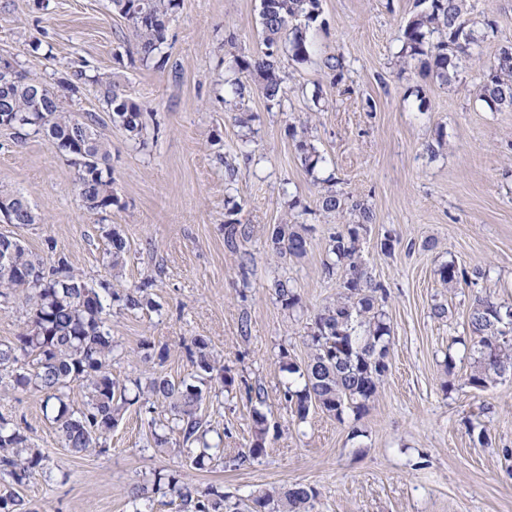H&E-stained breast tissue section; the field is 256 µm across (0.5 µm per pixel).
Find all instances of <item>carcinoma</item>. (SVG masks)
I'll return each mask as SVG.
<instances>
[{
	"instance_id": "carcinoma-1",
	"label": "carcinoma",
	"mask_w": 512,
	"mask_h": 512,
	"mask_svg": "<svg viewBox=\"0 0 512 512\" xmlns=\"http://www.w3.org/2000/svg\"><path fill=\"white\" fill-rule=\"evenodd\" d=\"M112 11L126 19L136 43L140 61L157 57L167 41L166 22L178 7V0H111ZM416 13L402 28L398 57L417 59L424 71L444 84L455 81L473 59V49L481 34L468 18L467 0H416ZM320 0H261L262 47L245 59L236 56L232 68L250 71L261 80L270 101H281L286 73L279 66L281 51L292 60H309L312 43L310 24L320 16ZM104 86L103 98L111 109L112 121L136 136L142 129L141 112L112 88V81L98 77ZM33 82L18 74L14 80L0 77V125L6 129L42 134L60 153L77 166L78 194L90 212L112 208L115 195L108 174L110 150L96 129V116L67 112L59 96L44 89L37 103L29 95ZM479 99L495 110L512 107V52L501 50L494 64L483 71ZM304 165L311 171L324 162L315 147L297 141ZM0 205L12 211L17 224H34L36 215L21 195H5ZM322 209L328 213L346 211L357 216L354 224H344L330 235L329 255L324 263L328 274L337 266L345 267L343 293L326 305L312 320L308 335L307 361L298 365L283 363L292 375L284 390L296 421H306L316 406L338 420L351 412L362 415L377 392L387 371L390 328L383 319L381 302L387 292L372 282L358 260L361 231L371 223L372 214L361 202L329 190L322 197ZM308 229L303 224H277L268 237L271 255L277 258L302 257L307 253ZM247 227L236 222L224 224V241L229 248L247 237ZM108 239V264L119 277L129 247L124 236L112 228ZM12 272H0V296L19 294L29 309L26 329L13 343H0V368H13L20 357H33V368L14 372L9 384L14 391H33L42 395L43 410L52 416L65 447L76 453H101L118 424L126 405L139 400L160 407L163 419L152 420L154 447L169 445L167 432L177 433L182 447L177 452L193 455L192 464L203 467L205 461L222 451L224 437H209L210 429L202 413L208 392L202 385L216 382L228 389L234 379L224 371V355L215 351L202 337L184 345L197 377L173 382L151 373L136 379L134 396L112 379L110 367L114 345L107 325L104 298L120 303L129 312L156 310L151 297L152 282L118 291L108 283L93 286L83 280L68 262L60 258L47 267L22 243L12 247ZM275 293L283 307L299 305V295L289 281L274 282ZM468 327L474 347L482 355L481 365L470 375L469 384L485 389L506 373L512 374V305L489 297L477 298L470 309ZM76 383L86 391V400L75 408L66 389ZM254 434L239 460H255L265 453L269 430L266 416L252 411ZM45 456L32 446L25 428L0 416V473L15 484L43 469ZM163 492L178 504L179 512H313L317 490L309 485L271 487L245 498L233 497L218 488L204 490L181 473L159 475L133 488V501ZM0 512H32L28 503L14 490L0 492Z\"/></svg>"
}]
</instances>
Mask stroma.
<instances>
[{
    "mask_svg": "<svg viewBox=\"0 0 512 512\" xmlns=\"http://www.w3.org/2000/svg\"><path fill=\"white\" fill-rule=\"evenodd\" d=\"M471 2L488 65L512 45V0ZM321 10L310 60L281 55L288 81L273 104L255 75H239L244 98H230L226 85L234 56L260 48V0H180L159 64L136 59L128 23L109 0H0L1 59L52 87L76 70L109 75L142 115L134 137L113 123L91 80L74 93L60 89L66 111L95 113L110 149L119 203L98 214L84 208L68 157L42 137L0 129V195L22 194L38 217L0 222V234L45 265L66 258L95 285L112 278L105 232L119 230L131 244L122 285L152 280L161 309L112 305L113 379L129 385L151 370L190 378L183 345L196 336L223 353L235 379L202 406L224 437L223 457L202 469L154 448L141 404L128 406L107 453L78 454L63 446L38 393L0 390V414L26 426L47 456L20 489L32 512H134L132 488L172 470L243 497L306 484L318 492L314 512H512V376L470 386L481 356L467 327L476 298L512 305V109L478 100L479 67L446 85L419 61L399 63V30L415 0H321ZM330 57L341 72L325 67ZM240 112L247 126L235 122ZM297 131L324 158L315 172L301 162ZM330 175L337 192L374 214L358 255L387 291L388 370L361 417L314 408L298 425L280 359L304 363L310 323L344 274L324 272L337 223L320 203ZM229 219L250 230L234 250L224 242ZM287 221L308 227L309 248L278 260L267 239ZM448 262L459 271L449 285L437 275ZM244 278L250 288H241ZM278 278L291 281L298 307L278 302ZM438 305L444 317L434 315ZM146 342L167 349L166 358L144 361ZM257 389L266 452L241 464ZM481 427L483 445L474 434Z\"/></svg>",
    "mask_w": 512,
    "mask_h": 512,
    "instance_id": "obj_1",
    "label": "stroma"
}]
</instances>
